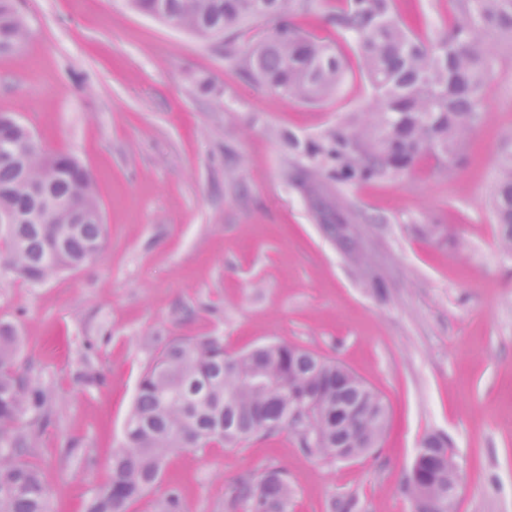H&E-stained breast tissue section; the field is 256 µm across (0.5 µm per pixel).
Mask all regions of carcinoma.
I'll use <instances>...</instances> for the list:
<instances>
[{"label":"carcinoma","instance_id":"carcinoma-1","mask_svg":"<svg viewBox=\"0 0 512 512\" xmlns=\"http://www.w3.org/2000/svg\"><path fill=\"white\" fill-rule=\"evenodd\" d=\"M134 8L203 41L227 36L224 54L239 60L244 77L288 98L321 100L345 76L342 58L293 23V0H132ZM455 21L428 38L394 14L393 0H345L331 19L358 36L362 69L374 88L378 112L356 129L339 124L298 147L295 183L305 190L324 233L348 256L361 250L360 234L333 194L335 185L393 178L425 158L452 171L479 119L485 86L496 61L485 37L512 39V0H452ZM274 27L244 58L237 33L253 23ZM28 37L14 0H0V56ZM28 129L0 113V138L21 142ZM53 201L83 212L64 224ZM493 213L501 247L512 253V150L499 161ZM0 269L32 285L78 269L96 258L105 236L92 174L73 155H25L0 150ZM261 375L268 383H242ZM309 398L311 412L292 426L288 391ZM56 409L51 391L18 362V336L0 324V512H48L50 488L29 463L42 427ZM387 408L380 395L346 366L288 344H269L230 356L218 337L169 341L140 378L123 443L112 453L110 474L85 512H128L161 478L169 456L182 448L239 445L259 434L288 429L306 453L360 458L383 434ZM418 481L405 492L417 512H432L422 494L448 483V440L423 443ZM283 470L241 477L228 507L245 512H288Z\"/></svg>","mask_w":512,"mask_h":512}]
</instances>
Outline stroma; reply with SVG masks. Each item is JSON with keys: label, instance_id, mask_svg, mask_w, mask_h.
Here are the masks:
<instances>
[{"label": "stroma", "instance_id": "obj_1", "mask_svg": "<svg viewBox=\"0 0 512 512\" xmlns=\"http://www.w3.org/2000/svg\"><path fill=\"white\" fill-rule=\"evenodd\" d=\"M30 35L0 56V112L96 179L108 233L100 255L41 285L0 271V321L59 405L30 460L50 512H82L103 484L139 380L175 338L220 336L238 354L285 343L344 364L383 398L386 430L353 461L310 456L283 431L238 447L172 454L130 507L228 512L236 481L281 467L288 512H415L403 490L423 439L447 437L458 512H512V256L492 212L512 142V47H497L480 117L452 174L427 163L338 184L362 231L363 263L328 239L291 174L290 140L377 109L356 40L329 18L342 0L296 7L304 29L348 63L329 98L298 101L244 77L221 41L139 14L130 0H17ZM427 35L448 0H396ZM442 229L439 238L427 225ZM381 278L384 289L373 288Z\"/></svg>", "mask_w": 512, "mask_h": 512}]
</instances>
